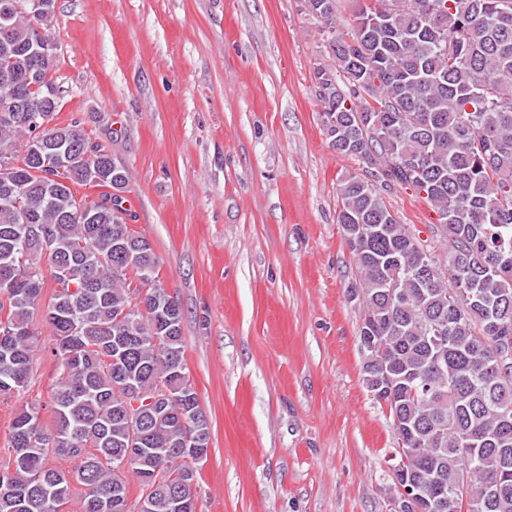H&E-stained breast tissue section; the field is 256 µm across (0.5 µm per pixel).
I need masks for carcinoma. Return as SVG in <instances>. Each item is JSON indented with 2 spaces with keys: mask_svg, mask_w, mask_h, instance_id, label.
I'll use <instances>...</instances> for the list:
<instances>
[{
  "mask_svg": "<svg viewBox=\"0 0 512 512\" xmlns=\"http://www.w3.org/2000/svg\"><path fill=\"white\" fill-rule=\"evenodd\" d=\"M323 25L334 66L316 69L323 124L337 152L363 162L348 175L337 214L358 278L364 381L399 439L398 483L442 512H512V0H375L348 31L336 26L337 0H305ZM0 64L16 78L33 67L28 46L51 40L48 22L9 20ZM72 171L51 188L33 187L30 163L13 167L14 200H0V394L27 383L38 339L30 326L44 277L13 267L23 216L68 251L46 320L56 337L59 381L54 424L28 406L11 423L12 467L0 473V512H62L74 483L87 487L80 512H125L127 455L150 488L144 512H176L168 483L181 485L182 512H195L197 456L183 448L186 409L209 430L193 387L180 375L183 312L158 277L150 241L127 222L128 177L112 154L77 123L63 127ZM33 130L0 112V161L22 160ZM93 145L95 158L84 157ZM96 163L101 180L79 170ZM102 188L87 200L77 187ZM423 195L447 243L439 256L390 211L383 191ZM95 213L68 217L76 201ZM143 398L169 391L167 422L127 415L124 384ZM41 433L44 442L30 443Z\"/></svg>",
  "mask_w": 512,
  "mask_h": 512,
  "instance_id": "1",
  "label": "carcinoma"
}]
</instances>
